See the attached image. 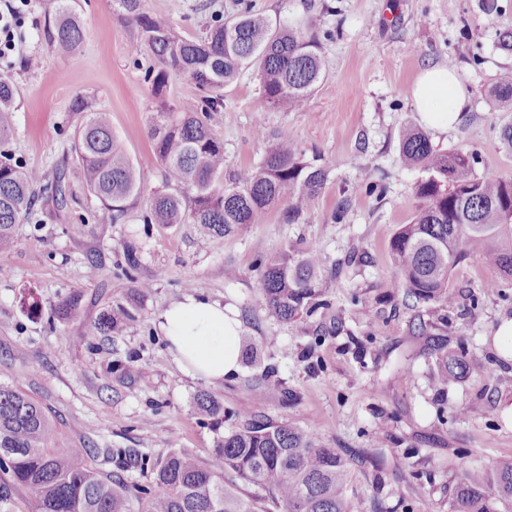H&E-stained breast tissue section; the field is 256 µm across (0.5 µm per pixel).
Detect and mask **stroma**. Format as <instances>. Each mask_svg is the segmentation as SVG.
I'll list each match as a JSON object with an SVG mask.
<instances>
[{
    "instance_id": "35a3bbf8",
    "label": "stroma",
    "mask_w": 512,
    "mask_h": 512,
    "mask_svg": "<svg viewBox=\"0 0 512 512\" xmlns=\"http://www.w3.org/2000/svg\"><path fill=\"white\" fill-rule=\"evenodd\" d=\"M205 0H145L186 36L197 35ZM256 11L322 38L325 77L304 111L265 106L254 70L224 89V106L207 123L224 143L225 170L244 175L262 160L274 132L285 129L328 172L302 223L281 211L224 237L192 224H146L142 217L164 185L148 135L158 107L145 70L150 57L128 52L135 26L109 0H76L84 40L76 52L41 35L54 0H0L19 7L15 49L0 73L15 89L14 132L6 150L29 169L65 168L73 199L65 210L36 204L15 227L12 251L0 254V384L22 389L51 412L70 446L133 448L151 456L185 450L210 458L224 435L255 417L290 422L327 448L354 459L348 490L354 512H450L449 493L464 469H485L512 455V362L495 332L512 318V283L471 258L450 278L455 305L406 298L390 257V240L409 223L419 171L399 160L400 132L421 126L410 89L422 70L452 65L468 108L445 131L426 128L435 149L477 152V176L512 179V147L500 130L512 111L488 100L512 71L499 36L512 31V0H253ZM38 56L39 67L27 65ZM112 114V129L140 176L142 191L124 221L112 223L80 181L70 148L82 113L76 96ZM382 184L383 197L354 190L359 178ZM346 205L343 223L329 213ZM132 243L140 266L120 269ZM314 248L336 286L324 307L302 318L270 320L256 296L257 264L278 252ZM149 284L137 319L106 337L89 332L102 314ZM81 291L77 318L55 306ZM233 306L240 345L254 349L233 376L209 381L185 374L158 328L157 313L185 294ZM458 353L468 374L445 389L432 374L439 358ZM153 374L143 385L134 367ZM223 407L222 420L199 413L198 393Z\"/></svg>"
}]
</instances>
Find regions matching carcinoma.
Returning a JSON list of instances; mask_svg holds the SVG:
<instances>
[{
	"mask_svg": "<svg viewBox=\"0 0 512 512\" xmlns=\"http://www.w3.org/2000/svg\"><path fill=\"white\" fill-rule=\"evenodd\" d=\"M74 0H58L54 16L45 20V42L74 52L83 41ZM112 12L138 30L129 53H151L155 64L145 80L160 94L172 79L192 82L194 103L161 100L152 113L148 134L159 164L167 171L168 188L155 194L144 216L146 224L191 223L211 236H225L246 224H260L278 208L287 224H298L309 202L324 188L327 171L283 130L272 138L261 164L241 178H224V142L202 116L224 106V87L244 69L253 68L266 106L283 112L302 111L323 76L320 41L277 23L246 4L232 20L213 12L202 34L181 35L166 18L144 11V0H111ZM500 103H512V75L491 91ZM15 87L0 75V146L12 129ZM72 111L85 113L73 151L87 190L119 223L141 182L119 139L112 133L108 112L91 111L84 97ZM400 160L422 173L415 183L419 206L409 224L390 241V252L404 278L406 295L418 302L451 305V272L470 257L479 258L502 276L512 278V180L477 177L472 151L435 150L426 134L407 128L401 134ZM43 197L56 209L72 196L66 172L52 179L11 162L0 152V252L14 245L13 226L29 217ZM335 287L326 276L323 258L311 249L288 250L263 264L254 288L268 315L288 322L309 313L317 300ZM81 292L56 308L62 319L76 315ZM135 319L120 306L94 325L108 335ZM461 360L438 362L441 385L462 374ZM198 409L219 418L223 408L211 395H197ZM115 469L97 464L99 449L73 448L58 435L51 414L22 390L0 384V494L13 488L33 492L36 512H253L236 486L224 483L232 471L261 487L276 512H353L347 491L352 464L334 448H324L291 423L255 420L230 432L203 461L187 451L139 463L153 474V484H130L124 478L131 448H107ZM451 512H509L512 509V457L503 458L483 474L463 471L450 491Z\"/></svg>",
	"mask_w": 512,
	"mask_h": 512,
	"instance_id": "cac0c4a2",
	"label": "carcinoma"
}]
</instances>
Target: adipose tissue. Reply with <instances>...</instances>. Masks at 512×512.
Wrapping results in <instances>:
<instances>
[{
    "label": "adipose tissue",
    "mask_w": 512,
    "mask_h": 512,
    "mask_svg": "<svg viewBox=\"0 0 512 512\" xmlns=\"http://www.w3.org/2000/svg\"><path fill=\"white\" fill-rule=\"evenodd\" d=\"M411 94L423 122L437 130L456 124L469 102L466 85L449 66L425 69ZM158 319L171 354L187 375L221 380L236 373L240 321L231 307L189 294L165 308Z\"/></svg>",
    "instance_id": "obj_1"
}]
</instances>
